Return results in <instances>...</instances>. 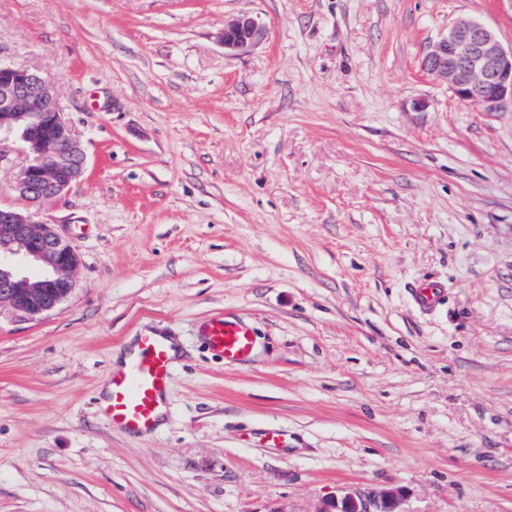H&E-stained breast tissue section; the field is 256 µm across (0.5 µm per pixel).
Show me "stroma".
<instances>
[{"label": "stroma", "instance_id": "35a3bbf8", "mask_svg": "<svg viewBox=\"0 0 512 512\" xmlns=\"http://www.w3.org/2000/svg\"><path fill=\"white\" fill-rule=\"evenodd\" d=\"M241 14L268 36L225 55ZM459 17L512 44L497 0H0V62L87 154L39 207L76 289L0 310V512H512V111L420 69ZM220 313L252 362L207 348ZM148 334L178 350L131 434L100 389ZM444 293L445 290L439 282L428 280L414 288L413 300L420 310L431 311ZM201 333L208 348L228 365L244 364L253 358L256 335L246 319L216 315L204 323ZM399 506V494L394 492L383 494L380 500L376 502L377 510L374 511L368 510L362 501L350 494L341 498L340 502L336 499L333 504L336 512H402L399 510Z\"/></svg>", "mask_w": 512, "mask_h": 512}]
</instances>
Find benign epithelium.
<instances>
[{
	"mask_svg": "<svg viewBox=\"0 0 512 512\" xmlns=\"http://www.w3.org/2000/svg\"><path fill=\"white\" fill-rule=\"evenodd\" d=\"M267 27L251 16L224 22V53L239 55L261 44ZM421 69L446 84L464 103H476L485 112L512 106V46L481 22L461 17L443 37L431 43ZM17 137L24 145L26 165L15 190L25 207L0 206V309L35 318L56 310L72 294L79 264L76 247L51 224L39 220L35 207L59 198L77 185L86 168V153L73 136L52 85L39 74L0 63L1 144ZM31 263L33 274L21 265ZM399 494L388 492L376 502L375 512H401ZM336 512H370L348 494L333 504Z\"/></svg>",
	"mask_w": 512,
	"mask_h": 512,
	"instance_id": "benign-epithelium-1",
	"label": "benign epithelium"
}]
</instances>
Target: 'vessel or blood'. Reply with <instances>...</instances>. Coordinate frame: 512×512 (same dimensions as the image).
Segmentation results:
<instances>
[{
    "label": "vessel or blood",
    "instance_id": "vessel-or-blood-1",
    "mask_svg": "<svg viewBox=\"0 0 512 512\" xmlns=\"http://www.w3.org/2000/svg\"><path fill=\"white\" fill-rule=\"evenodd\" d=\"M444 293L439 282L428 280L414 289L413 300L420 310L429 311ZM201 333L208 348L226 364H243L254 355L255 331L246 319L216 315L204 323ZM172 360L167 337H138L136 354L112 372L104 413L114 426L131 433H147L157 427L167 405Z\"/></svg>",
    "mask_w": 512,
    "mask_h": 512
}]
</instances>
